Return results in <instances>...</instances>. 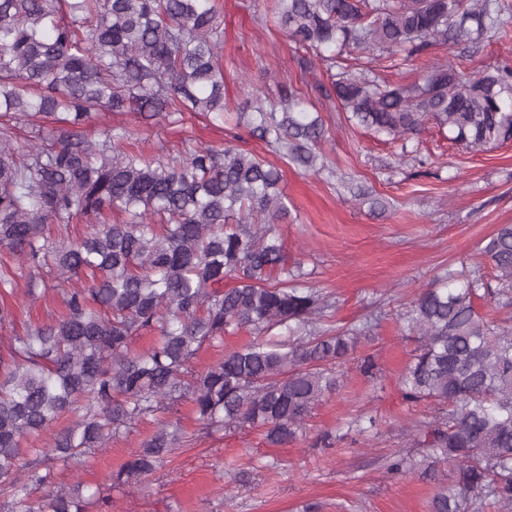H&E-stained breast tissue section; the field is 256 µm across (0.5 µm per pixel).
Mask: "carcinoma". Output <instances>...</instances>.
<instances>
[{
	"mask_svg": "<svg viewBox=\"0 0 512 512\" xmlns=\"http://www.w3.org/2000/svg\"><path fill=\"white\" fill-rule=\"evenodd\" d=\"M282 30L326 66L315 93L336 100L357 125L408 141L425 124L471 153L512 141V65L467 72L448 57L420 80L390 83L375 69L342 67L343 53L376 62L434 46L469 47L512 37L509 0H275ZM223 30L215 0H0V298L15 267L29 294L54 276L65 312L0 347V496L12 512H87L111 507L101 490L53 486L140 421L154 431L119 470L118 487L152 474L181 438L188 401L206 429L260 428L284 446L336 390L335 366L367 328L322 327L327 296L302 288L277 224L288 215L280 170L226 140L190 139L165 159L134 150L126 125L94 137L96 112L147 120L186 112L224 121ZM276 100L247 102L236 126L306 170L327 167L326 130L293 84ZM41 117L20 141V125ZM95 221L60 245L49 225ZM493 278L453 275L423 289L401 317L414 342L398 378L402 400L435 415L406 429L432 468L448 466L431 512H512V329L478 310L512 307V225L480 248ZM286 339L260 333L275 327ZM247 330L254 339L196 371L203 342ZM152 333L135 351L131 340ZM72 425L55 429L65 414ZM49 435V447H26ZM401 452L388 469L412 471ZM46 489L32 499L33 487Z\"/></svg>",
	"mask_w": 512,
	"mask_h": 512,
	"instance_id": "1",
	"label": "carcinoma"
}]
</instances>
